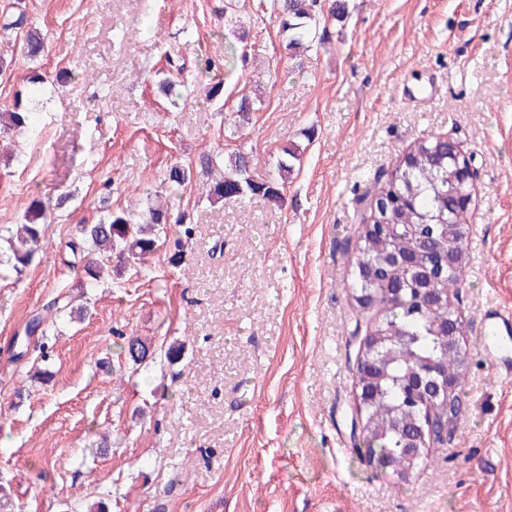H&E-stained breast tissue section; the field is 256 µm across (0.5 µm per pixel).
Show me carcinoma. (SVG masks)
<instances>
[{"label":"carcinoma","mask_w":512,"mask_h":512,"mask_svg":"<svg viewBox=\"0 0 512 512\" xmlns=\"http://www.w3.org/2000/svg\"><path fill=\"white\" fill-rule=\"evenodd\" d=\"M270 10L277 14L282 49L290 57L326 38L320 0H270ZM0 29L22 34L24 57L34 60L44 52L43 38L28 26L24 13L0 24ZM15 130H27L36 138L42 134L20 98L0 112V136ZM460 164L456 146L448 139L416 142L408 162L377 183L371 194L351 262V300L359 315L369 317L356 356V417L367 448L361 459L388 470L399 483L410 482L427 466L428 453L412 456L407 448L430 442V421L456 424L461 414L468 360L461 342L448 344V335L463 336L452 297L467 265L470 208L463 201L472 189L459 181ZM217 167V157L207 153L194 167L171 166L164 184L177 191ZM282 191L279 181L255 174L253 159L240 151L224 158L222 179L206 184V198L213 203L253 196L279 202ZM167 223V211L160 208H149L138 221L124 211H112L96 224L78 225L68 247L88 278L96 280L93 252L118 249L142 260L159 247ZM47 225L44 201L32 199L23 222L5 238L0 263L22 272L35 251L47 246ZM450 245L457 250L453 267L448 266ZM51 316L48 311L32 315L25 335H44ZM128 354L137 363L153 357L150 345L138 338L128 339ZM445 375L457 382L456 390L444 391Z\"/></svg>","instance_id":"obj_1"}]
</instances>
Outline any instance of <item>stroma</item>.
<instances>
[{"mask_svg": "<svg viewBox=\"0 0 512 512\" xmlns=\"http://www.w3.org/2000/svg\"><path fill=\"white\" fill-rule=\"evenodd\" d=\"M343 2L329 41L290 58L259 0L232 4L243 39L225 0H0V21L25 12L46 43L32 61L0 37V108L23 98L44 129L0 158V228L26 199H66L47 212L51 248L0 275V512H512V380L481 329L487 308L512 306V0ZM169 53L185 70L166 96ZM205 56L220 74L198 67ZM429 135L475 171L454 298L469 366L457 427L401 484L357 453L350 270L360 198ZM291 145L280 203L161 190L171 165L209 152L275 174ZM156 201L169 236L194 227L182 262L166 245L82 288L66 248L77 225ZM61 293L91 315L52 329L45 382L21 331ZM132 336L183 358L135 364Z\"/></svg>", "mask_w": 512, "mask_h": 512, "instance_id": "35a3bbf8", "label": "stroma"}]
</instances>
